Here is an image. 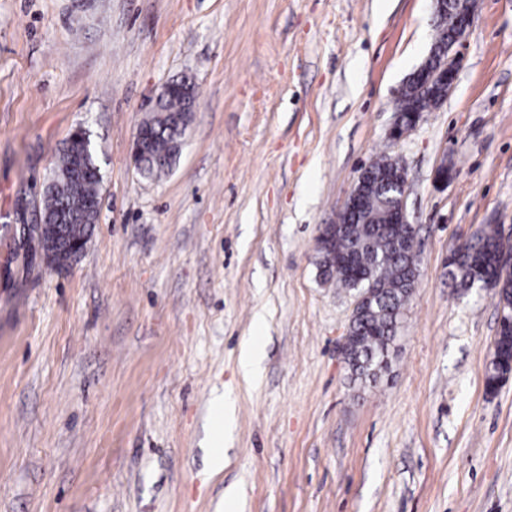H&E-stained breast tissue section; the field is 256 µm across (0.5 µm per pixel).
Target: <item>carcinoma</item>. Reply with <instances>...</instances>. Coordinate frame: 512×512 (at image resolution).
<instances>
[{
    "mask_svg": "<svg viewBox=\"0 0 512 512\" xmlns=\"http://www.w3.org/2000/svg\"><path fill=\"white\" fill-rule=\"evenodd\" d=\"M436 106L434 93L409 87L396 102V112L407 117L412 112H426ZM187 105L180 96H170L159 102L151 116L142 124L155 129L149 155L145 157L141 174L152 179L168 172L179 154L188 125ZM71 150L64 147L55 163V178L44 190L41 204L47 222L41 224L42 236L49 238L64 227L72 235L86 239L91 236L92 225L98 213L88 214L83 202L98 198L101 186L88 180L79 194L70 191L68 177ZM404 170L400 160L381 155L371 165L366 176L367 195L372 199L368 208L359 212L348 225L346 234L336 241L337 251L353 250L367 274L376 280V299L373 308L357 324L353 333V351L349 369L362 383L374 382L388 367L390 343L396 333L397 323L404 306L409 301L406 291L412 287L411 276L417 268L414 249L409 244L411 233L396 237L386 232L391 223L390 192L386 185L400 177ZM503 246L499 229L489 225L473 240L462 245L459 255L448 265V277L453 287H474L476 261L485 258ZM499 306L504 311L512 309V271L501 274V287L496 289Z\"/></svg>",
    "mask_w": 512,
    "mask_h": 512,
    "instance_id": "obj_1",
    "label": "carcinoma"
}]
</instances>
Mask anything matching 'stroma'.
Here are the masks:
<instances>
[{
  "mask_svg": "<svg viewBox=\"0 0 512 512\" xmlns=\"http://www.w3.org/2000/svg\"><path fill=\"white\" fill-rule=\"evenodd\" d=\"M377 2L0 0V512H226L229 494L233 512H512V380L485 385L500 308L448 284L454 244L512 236V0H477L455 84L397 142L433 0ZM180 78L197 104L148 181L135 134ZM80 126L101 209L57 269L33 227ZM384 153L407 169L419 280L362 385L340 352L354 297L316 242Z\"/></svg>",
  "mask_w": 512,
  "mask_h": 512,
  "instance_id": "obj_1",
  "label": "stroma"
}]
</instances>
